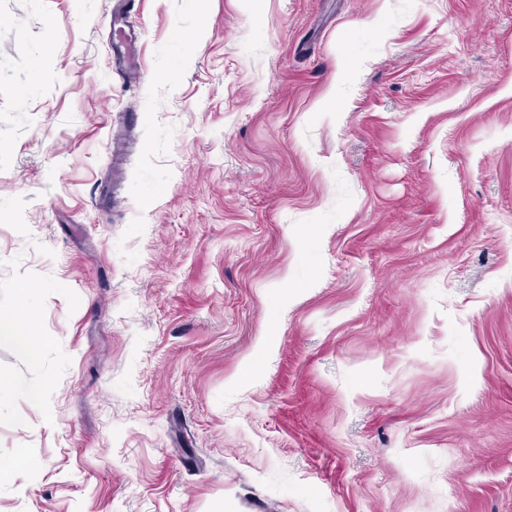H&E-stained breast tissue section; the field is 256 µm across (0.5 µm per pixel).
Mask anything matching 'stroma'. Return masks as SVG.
Returning <instances> with one entry per match:
<instances>
[{"mask_svg":"<svg viewBox=\"0 0 512 512\" xmlns=\"http://www.w3.org/2000/svg\"><path fill=\"white\" fill-rule=\"evenodd\" d=\"M111 8L0 0V512H512V0ZM15 342L17 348L32 362L39 356L40 339L30 327V316L27 311L0 313V343Z\"/></svg>","mask_w":512,"mask_h":512,"instance_id":"1","label":"stroma"}]
</instances>
